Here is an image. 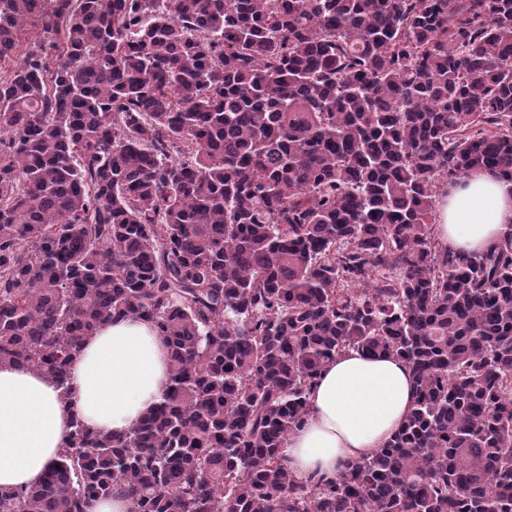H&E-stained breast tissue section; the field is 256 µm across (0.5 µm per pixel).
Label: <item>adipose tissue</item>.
<instances>
[{"mask_svg": "<svg viewBox=\"0 0 512 512\" xmlns=\"http://www.w3.org/2000/svg\"><path fill=\"white\" fill-rule=\"evenodd\" d=\"M438 237L450 250L479 251L512 228V184L470 171L440 199ZM62 396L45 375L0 366V487L38 483L58 459L72 418L97 432L128 433L170 384L166 344L136 317L103 323L71 365ZM415 392L404 363L352 351L324 369L309 397V415L292 432L284 463L298 479L329 477L347 461L381 447L410 413Z\"/></svg>", "mask_w": 512, "mask_h": 512, "instance_id": "1", "label": "adipose tissue"}]
</instances>
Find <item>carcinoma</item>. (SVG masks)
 Segmentation results:
<instances>
[{"label":"carcinoma","instance_id":"1","mask_svg":"<svg viewBox=\"0 0 512 512\" xmlns=\"http://www.w3.org/2000/svg\"><path fill=\"white\" fill-rule=\"evenodd\" d=\"M474 168L512 182V0H0V365L67 392L135 316L171 374L0 512H512V231L437 238ZM350 350L405 362L414 408L298 480Z\"/></svg>","mask_w":512,"mask_h":512}]
</instances>
